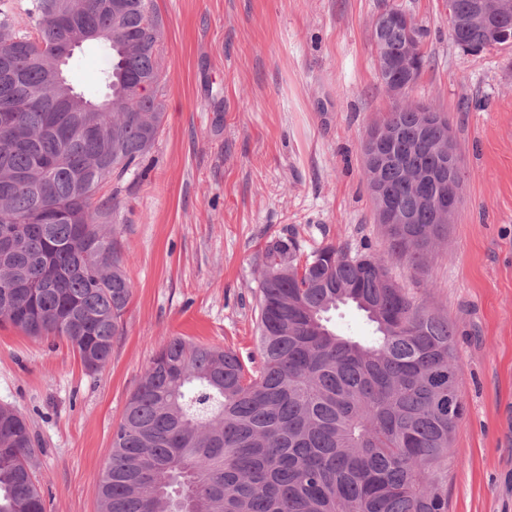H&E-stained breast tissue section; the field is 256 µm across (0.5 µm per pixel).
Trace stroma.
Listing matches in <instances>:
<instances>
[{
    "mask_svg": "<svg viewBox=\"0 0 512 512\" xmlns=\"http://www.w3.org/2000/svg\"><path fill=\"white\" fill-rule=\"evenodd\" d=\"M428 31L430 58L406 99L446 113L464 171L447 239L425 275H391L458 335L465 420L451 442L448 512H512V46L467 54L447 0H154L161 132L137 174L109 182L133 296L109 364L87 372L58 337L0 327V405L37 441L47 512H97L112 433L156 351L173 336L255 349L258 256L296 230L304 250L387 244L361 143L393 99L373 21L388 7ZM98 48L67 76L103 97Z\"/></svg>",
    "mask_w": 512,
    "mask_h": 512,
    "instance_id": "35a3bbf8",
    "label": "stroma"
}]
</instances>
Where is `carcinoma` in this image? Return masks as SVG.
<instances>
[{
    "instance_id": "carcinoma-1",
    "label": "carcinoma",
    "mask_w": 512,
    "mask_h": 512,
    "mask_svg": "<svg viewBox=\"0 0 512 512\" xmlns=\"http://www.w3.org/2000/svg\"><path fill=\"white\" fill-rule=\"evenodd\" d=\"M464 52L500 45L455 18ZM74 28L118 32L97 130L81 112H49L43 54ZM28 22L0 9V62L21 73L0 85L32 139L0 127V324L34 338H65L84 368L107 366L132 296L111 204L101 186L152 149L164 112L157 96L159 21L152 0H29ZM377 67L393 81L408 54L395 9L377 15ZM389 131L365 163L369 189H385L407 224H385L388 254L425 273L448 225L430 198L448 192V123L424 124L414 103L394 104L363 140ZM257 359L231 347L173 337L153 357L112 436L98 484L99 512H448L450 443L464 419L456 330L390 275L381 258L327 244L309 253L294 233L259 256ZM359 311L367 338L336 329L333 313ZM34 441L17 410L0 405V512H45L33 476Z\"/></svg>"
}]
</instances>
